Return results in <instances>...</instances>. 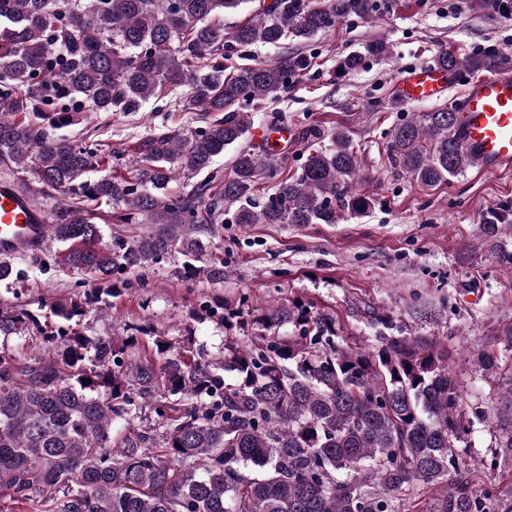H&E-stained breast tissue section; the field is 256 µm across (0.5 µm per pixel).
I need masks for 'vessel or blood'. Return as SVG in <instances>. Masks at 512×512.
<instances>
[{
    "label": "vessel or blood",
    "instance_id": "vessel-or-blood-1",
    "mask_svg": "<svg viewBox=\"0 0 512 512\" xmlns=\"http://www.w3.org/2000/svg\"><path fill=\"white\" fill-rule=\"evenodd\" d=\"M453 80L448 69L433 64L406 72L397 97L422 102L440 99ZM455 135L480 169L512 172V66L504 65L471 80L457 99ZM49 216L33 197L8 180L0 181V258L30 254L47 240Z\"/></svg>",
    "mask_w": 512,
    "mask_h": 512
}]
</instances>
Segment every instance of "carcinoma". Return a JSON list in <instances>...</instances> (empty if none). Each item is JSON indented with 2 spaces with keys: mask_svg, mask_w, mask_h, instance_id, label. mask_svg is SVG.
<instances>
[{
  "mask_svg": "<svg viewBox=\"0 0 512 512\" xmlns=\"http://www.w3.org/2000/svg\"><path fill=\"white\" fill-rule=\"evenodd\" d=\"M251 0H0V161L31 170L65 195L52 237L72 268L98 281L97 293L40 309L58 319L42 333L48 356L23 361L0 349V512H409L421 487L456 480L431 512H512V498L478 490L457 461L468 426L448 371V348L416 337L350 343L336 317L300 300L264 307L204 306L224 336L204 355L195 336L174 342L131 327L128 336L76 331L117 290L115 275L145 270L174 253L190 279L224 282V259L211 252L221 224H335L362 214L372 199L351 189L361 166L347 133L307 156L261 203L258 181L280 171L277 154L246 144L244 106L279 100L303 56L242 65L224 75L227 43L248 48L307 41L347 15L367 16L372 0H271L224 36V13ZM489 53H441L437 64L472 72L499 66ZM55 82L67 98L100 112H137L178 86L188 105L223 116L190 135L151 134L120 179L85 176L98 148L55 131L80 123L76 106L56 110ZM27 96L15 99L13 88ZM454 108L425 112L393 128L389 160L425 186L473 164L455 136ZM236 148L230 173L212 168ZM180 172L202 176L192 194L166 187ZM119 202L122 224L154 228L129 241L104 242L87 201ZM40 332L32 310L0 307V337ZM151 340L156 360L134 359ZM88 384H83V381ZM489 468L512 462V385Z\"/></svg>",
  "mask_w": 512,
  "mask_h": 512,
  "instance_id": "cac0c4a2",
  "label": "carcinoma"
}]
</instances>
